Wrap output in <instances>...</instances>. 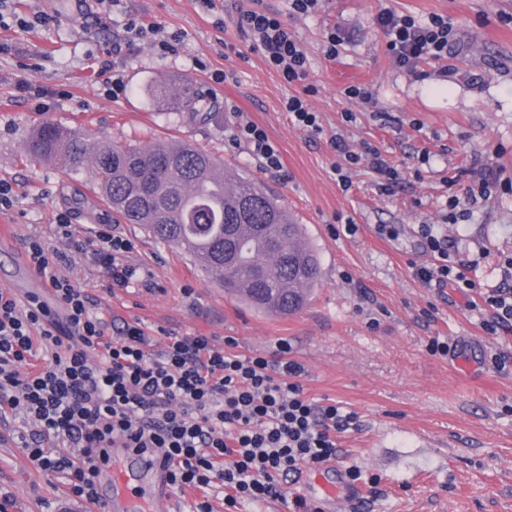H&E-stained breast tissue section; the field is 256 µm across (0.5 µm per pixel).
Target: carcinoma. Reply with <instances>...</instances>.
<instances>
[{"mask_svg":"<svg viewBox=\"0 0 512 512\" xmlns=\"http://www.w3.org/2000/svg\"><path fill=\"white\" fill-rule=\"evenodd\" d=\"M147 93L208 116L185 77L151 83ZM28 158L91 170L100 200L126 224L186 250L201 269L261 313L286 316L308 301L318 282V254L302 228L250 180L224 175L213 155L188 143L94 144L44 123L24 146Z\"/></svg>","mask_w":512,"mask_h":512,"instance_id":"carcinoma-1","label":"carcinoma"}]
</instances>
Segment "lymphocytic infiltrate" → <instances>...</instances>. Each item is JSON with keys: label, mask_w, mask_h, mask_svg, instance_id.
<instances>
[{"label": "lymphocytic infiltrate", "mask_w": 512, "mask_h": 512, "mask_svg": "<svg viewBox=\"0 0 512 512\" xmlns=\"http://www.w3.org/2000/svg\"><path fill=\"white\" fill-rule=\"evenodd\" d=\"M233 23L286 82H303L302 94L288 97L284 109L297 126L317 127L306 102L315 92L305 81L307 56L287 23L263 0H253ZM376 25L394 65L408 74L421 62L447 57L455 41L451 22L441 15L421 21L384 10ZM232 138L245 143L266 171H281L277 149L248 118L235 124ZM330 146L348 166L374 173L380 192L391 193L399 184L400 171L376 146L355 149L340 134ZM55 232L57 246L32 238L26 255L62 307V318L38 299L21 301L0 289V408L23 414L28 426L17 439L27 458L60 475L75 496L97 504V476L111 466L118 444L159 456L171 491L200 490L190 512H213L208 493L217 485L224 489L226 512H238L246 502L284 499L289 477L336 458L340 435L359 430L357 413L305 394L299 382L304 368L291 359L288 343H280L269 359L236 354L231 337L220 343L171 333L157 353L139 322L111 329L60 265L66 252L82 255L114 286L126 288L137 275L127 261L132 244L107 232L79 237L67 212L58 214ZM419 233L433 262L417 268L416 276L427 284L475 289L467 263L451 254L447 235L434 224L420 225ZM482 307L486 333L512 328L511 288L483 293ZM42 351L50 359L41 364ZM52 441L62 444L61 452L49 451ZM71 448L77 456H68Z\"/></svg>", "instance_id": "lymphocytic-infiltrate-1"}]
</instances>
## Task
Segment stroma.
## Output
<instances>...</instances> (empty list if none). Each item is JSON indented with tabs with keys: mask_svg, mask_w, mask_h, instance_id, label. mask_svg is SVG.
I'll list each match as a JSON object with an SVG mask.
<instances>
[{
	"mask_svg": "<svg viewBox=\"0 0 512 512\" xmlns=\"http://www.w3.org/2000/svg\"><path fill=\"white\" fill-rule=\"evenodd\" d=\"M251 0H120L103 13L95 0H6L5 12L40 14L45 25L0 28V179L17 202L0 213L16 246L38 235L52 240L56 216L71 211L77 234L110 228L129 239L131 259L153 275V289L111 287L81 256L63 272L93 296V310L113 324L139 321L161 350L165 335L204 334L237 341L239 354H275L288 341L304 367L300 383L317 400L358 413L359 430L342 434L337 460L359 469V495L347 512H512V370L497 371L490 356L512 355V331L488 335L480 310L451 287L415 275L431 256L418 233L443 225L469 277L483 288H511L502 264L512 256V0H322L309 16L288 24L308 55V103L318 128L294 125L284 102L304 83H286L233 24ZM426 19L448 17L457 40L447 58L430 60L418 76L398 70L375 19L381 10ZM181 37L179 51L162 53L152 37L130 42L116 61L127 90L105 91L97 63L112 42L126 38L125 16ZM340 28L345 42L326 59V32ZM224 73V83L212 81ZM190 77L211 104L207 120L160 104L147 83ZM63 89L46 112L33 108L19 82ZM353 84L371 86L370 104L347 98ZM446 97L432 94L433 86ZM354 121H347L346 112ZM263 128L283 168L263 170L246 145L234 144L236 113ZM51 122L92 141L146 145L183 141L211 152L225 171L273 194L317 251L321 279L309 303L280 317L246 308L225 294L184 250L157 242L139 225L113 221L98 200L89 170L28 160L24 143ZM352 146L368 142L405 172L393 193H380L365 168H350L349 188L335 170L330 138ZM429 162H422V155ZM485 181L489 196L471 218L446 216L447 199ZM83 205H75L76 195ZM357 225L348 234L346 225ZM448 342L447 355L428 352L431 338ZM23 415L0 423V498L8 512H88L62 479L38 469L12 438ZM380 476L378 487L367 479Z\"/></svg>",
	"mask_w": 512,
	"mask_h": 512,
	"instance_id": "obj_1",
	"label": "stroma"
}]
</instances>
